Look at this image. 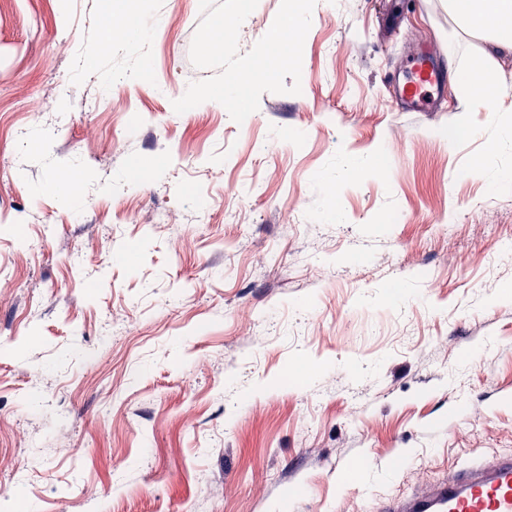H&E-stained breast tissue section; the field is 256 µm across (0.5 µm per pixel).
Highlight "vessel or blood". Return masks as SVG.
<instances>
[{
  "label": "vessel or blood",
  "mask_w": 512,
  "mask_h": 512,
  "mask_svg": "<svg viewBox=\"0 0 512 512\" xmlns=\"http://www.w3.org/2000/svg\"><path fill=\"white\" fill-rule=\"evenodd\" d=\"M443 93V72L429 55L414 59L397 82L400 101L423 108ZM370 512H512V454L492 455L450 471L446 480L401 498L382 497Z\"/></svg>",
  "instance_id": "1"
}]
</instances>
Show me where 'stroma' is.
I'll use <instances>...</instances> for the list:
<instances>
[{
	"label": "stroma",
	"instance_id": "stroma-1",
	"mask_svg": "<svg viewBox=\"0 0 512 512\" xmlns=\"http://www.w3.org/2000/svg\"><path fill=\"white\" fill-rule=\"evenodd\" d=\"M199 22L0 0V512H367L512 453V190L474 168L512 146L453 82L399 112L389 81L481 39L446 0H316L300 94L238 123L172 107Z\"/></svg>",
	"mask_w": 512,
	"mask_h": 512
}]
</instances>
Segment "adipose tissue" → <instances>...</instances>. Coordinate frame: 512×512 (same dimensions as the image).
Returning <instances> with one entry per match:
<instances>
[{"label":"adipose tissue","instance_id":"1","mask_svg":"<svg viewBox=\"0 0 512 512\" xmlns=\"http://www.w3.org/2000/svg\"><path fill=\"white\" fill-rule=\"evenodd\" d=\"M448 14L483 46L465 63L469 78L458 91L469 108L499 116L504 89L495 71L498 57L512 55V0H448Z\"/></svg>","mask_w":512,"mask_h":512}]
</instances>
